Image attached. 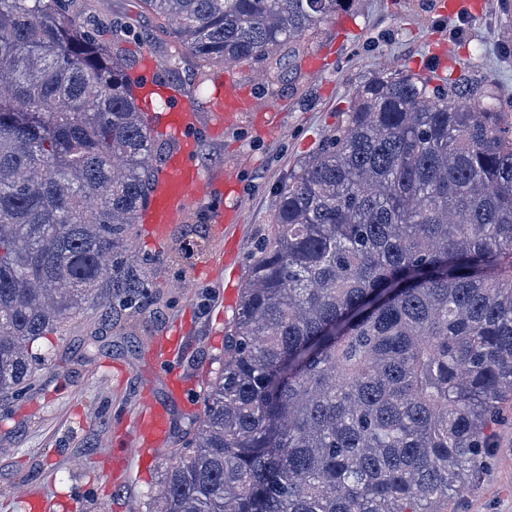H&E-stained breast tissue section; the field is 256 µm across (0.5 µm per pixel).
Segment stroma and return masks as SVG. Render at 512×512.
<instances>
[{
    "label": "stroma",
    "mask_w": 512,
    "mask_h": 512,
    "mask_svg": "<svg viewBox=\"0 0 512 512\" xmlns=\"http://www.w3.org/2000/svg\"><path fill=\"white\" fill-rule=\"evenodd\" d=\"M448 3L353 0L349 13L302 39L298 69L281 70L274 79L248 63L200 65L142 0H91L93 10L127 26L132 73L152 60L169 92L191 105L196 162L210 176L237 174L242 221L225 235L204 200L164 239L137 225L135 248L151 261L150 298L115 315L85 305L61 334L34 343L33 390L23 398L0 397V512H24L22 500L32 494L60 499L57 512H137L157 495L189 430L191 405L169 389L170 371L178 369L184 382L205 390L224 359V331L237 312L255 248L268 233L277 186L296 161L321 148L360 86L383 73H423L440 62L454 74L489 79L501 102L512 106V14H503L496 0L480 13ZM229 74L247 88L254 111L277 105L283 118L276 137L260 136L248 118L212 131L214 84ZM186 223L201 225L203 248L177 262L171 247ZM218 256L223 275L207 279L205 270ZM175 327L183 340L167 367L154 359L152 344ZM149 399L168 411L165 449L148 466L122 465L124 436ZM504 408L487 461L455 494L450 512H512V402Z\"/></svg>",
    "instance_id": "35a3bbf8"
}]
</instances>
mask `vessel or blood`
<instances>
[{"mask_svg":"<svg viewBox=\"0 0 512 512\" xmlns=\"http://www.w3.org/2000/svg\"><path fill=\"white\" fill-rule=\"evenodd\" d=\"M246 98V90L233 77H225L213 93L214 129L238 124ZM161 100L165 108V125L180 145L158 177L150 202L141 216L142 223L148 224L159 237L165 235L170 225L183 219L187 202L230 196L236 185L234 175L212 178L197 166L193 154L194 139L189 134L194 125L190 105L167 93L162 94ZM167 430L166 408L159 403H148L138 413L135 429L127 435L125 445L138 450L145 447L159 449L166 440Z\"/></svg>","mask_w":512,"mask_h":512,"instance_id":"b4317fda","label":"vessel or blood"}]
</instances>
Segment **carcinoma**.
Returning <instances> with one entry per match:
<instances>
[{"mask_svg": "<svg viewBox=\"0 0 512 512\" xmlns=\"http://www.w3.org/2000/svg\"><path fill=\"white\" fill-rule=\"evenodd\" d=\"M348 0H143L200 62L264 65ZM112 33V43L99 30ZM121 23L0 0V394L83 305L153 287L164 161ZM359 88L276 191L224 365L145 512H448L512 401V121L483 84Z\"/></svg>", "mask_w": 512, "mask_h": 512, "instance_id": "1", "label": "carcinoma"}]
</instances>
